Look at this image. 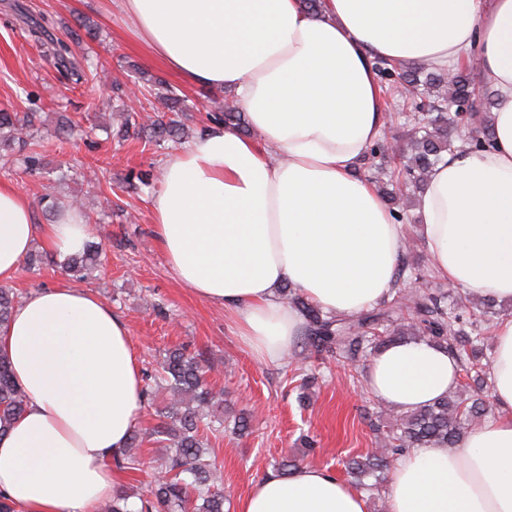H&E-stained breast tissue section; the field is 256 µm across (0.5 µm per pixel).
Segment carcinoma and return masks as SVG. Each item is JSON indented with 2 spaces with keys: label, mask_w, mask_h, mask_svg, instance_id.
Masks as SVG:
<instances>
[{
  "label": "carcinoma",
  "mask_w": 512,
  "mask_h": 512,
  "mask_svg": "<svg viewBox=\"0 0 512 512\" xmlns=\"http://www.w3.org/2000/svg\"><path fill=\"white\" fill-rule=\"evenodd\" d=\"M373 66L380 77L384 95H399L413 113L411 128L396 151L406 159L399 174L414 189H424L427 176L443 159L444 154L458 148L481 152L491 148L488 113L494 105V94L476 90L470 56L452 73L425 64L396 66L376 59ZM155 98L169 112H185L184 96L173 86L154 80ZM483 99L479 114L470 112L476 96ZM209 121L233 125L244 134H251L244 113L232 101H222L209 113ZM150 141L160 144L184 133L178 121L154 120L148 125ZM38 146L34 117L16 112H0V156L9 157L17 149L27 150L24 161L30 166L40 164L35 151ZM389 152L387 143L373 145L363 164L380 170L379 192L392 202L399 199L393 189L394 174L384 170ZM415 249L405 248V257L397 270L404 287L392 298L356 314L328 315L308 302L296 289L285 288L282 296L298 308L305 318V328L297 347L318 355L340 353L352 361L397 341H424L448 349L462 367L465 381L437 401L414 410L388 414V430L379 431L380 450L352 457L343 462L346 473L355 484L372 493L377 484L364 479L377 477L393 465L409 448L441 446L457 448L467 434L480 426L491 412L484 389L491 384L490 365L482 363V345L490 340L486 333L501 320L512 316L491 296H473L467 292L448 298L438 288L407 289L424 278L420 269L410 262ZM99 246L92 242L68 258L66 270H91L97 262ZM20 298L11 288L0 286V329L9 322ZM155 385L169 395L166 422L152 429L149 436L165 449L167 475L144 493L134 495L139 506L131 510L126 491H117L100 512H224L223 474L211 456L209 434L220 432L223 416V393L214 389L205 377L197 358L182 348L167 351ZM26 394L13 380L10 363L0 354V435L6 433L25 409ZM142 442L141 433L133 431L127 448L115 459L118 467L139 462L132 449Z\"/></svg>",
  "instance_id": "1"
}]
</instances>
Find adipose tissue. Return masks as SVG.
Masks as SVG:
<instances>
[{
    "mask_svg": "<svg viewBox=\"0 0 512 512\" xmlns=\"http://www.w3.org/2000/svg\"><path fill=\"white\" fill-rule=\"evenodd\" d=\"M121 23L147 58L189 84L230 94L252 135L210 124L168 157L151 200L155 234L180 283L223 306L244 346L280 362L304 330L279 296L290 284L329 314L386 298L405 234L361 176L383 136L374 57L454 70L476 56L494 89L493 146L457 150L430 172L416 234L437 278L512 300V0H122ZM82 216L39 223L33 201L0 183V282L35 241L79 251ZM493 418L454 450L413 448L390 472L387 512H512V318L494 329ZM28 403L0 435V494L18 512H98L142 420L130 329L95 293L29 292L0 329ZM459 379L455 357L421 341L387 347L366 383L400 410L432 403ZM236 512H369L326 468L270 473Z\"/></svg>",
    "mask_w": 512,
    "mask_h": 512,
    "instance_id": "ef3b65f1",
    "label": "adipose tissue"
}]
</instances>
